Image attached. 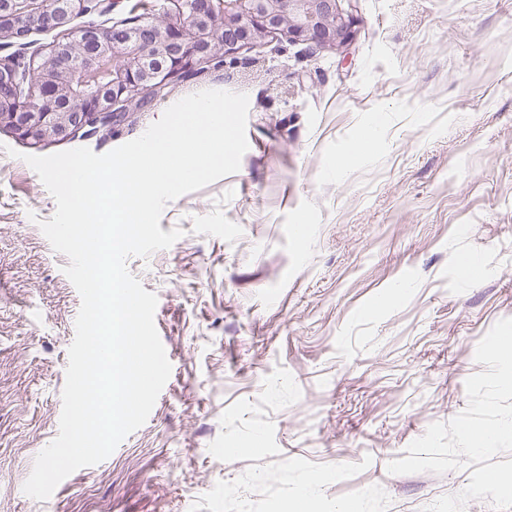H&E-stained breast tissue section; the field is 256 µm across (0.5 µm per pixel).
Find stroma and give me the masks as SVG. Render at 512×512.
<instances>
[{"instance_id":"stroma-1","label":"stroma","mask_w":512,"mask_h":512,"mask_svg":"<svg viewBox=\"0 0 512 512\" xmlns=\"http://www.w3.org/2000/svg\"><path fill=\"white\" fill-rule=\"evenodd\" d=\"M344 47L266 39L183 82L104 154L203 90L249 97L239 170L169 202L129 257L172 371L147 421L44 501L81 298L38 226L56 210L0 130V512H424L466 468L389 473L462 412L512 318V0H340ZM373 153L333 176L354 136Z\"/></svg>"}]
</instances>
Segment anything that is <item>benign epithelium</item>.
<instances>
[{
  "label": "benign epithelium",
  "mask_w": 512,
  "mask_h": 512,
  "mask_svg": "<svg viewBox=\"0 0 512 512\" xmlns=\"http://www.w3.org/2000/svg\"><path fill=\"white\" fill-rule=\"evenodd\" d=\"M167 22L135 18L123 31L74 19L94 12L95 0H0V38L21 47L35 30L58 37L21 63L0 57V129L40 146L100 133L128 123L174 82L205 64L284 36L317 48L352 40L353 17L339 0H171ZM112 78L85 87L78 77L102 60Z\"/></svg>",
  "instance_id": "1"
}]
</instances>
